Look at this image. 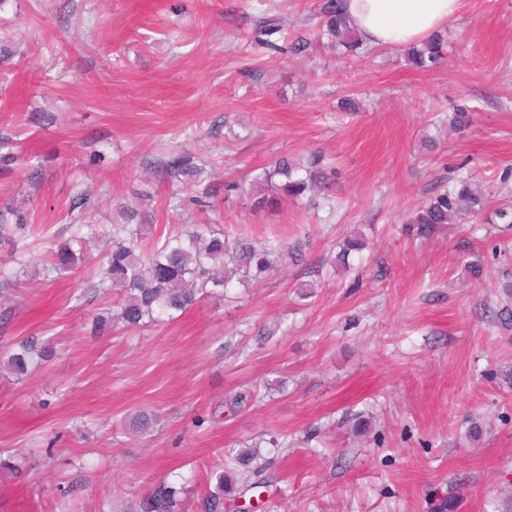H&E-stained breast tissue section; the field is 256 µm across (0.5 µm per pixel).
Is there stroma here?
<instances>
[{"instance_id": "35a3bbf8", "label": "stroma", "mask_w": 512, "mask_h": 512, "mask_svg": "<svg viewBox=\"0 0 512 512\" xmlns=\"http://www.w3.org/2000/svg\"><path fill=\"white\" fill-rule=\"evenodd\" d=\"M318 0H9L0 43L16 54L0 87V205L29 212L10 287H0V351L30 336L58 356L31 376L0 374V512H126L160 480L185 484L201 512L223 452L263 441L273 462L250 512H505L512 503V331L497 314L512 227L473 219L421 237L413 212L456 179L512 208V0H461L444 58L409 67L399 48L306 57L255 43L270 21L285 41L315 24ZM357 112H339L344 97ZM475 110L448 132L454 105ZM322 151L335 208L272 210L242 198L211 219L229 238L274 241L271 276L202 298L173 321L101 336L92 318L119 299L94 270L63 276L47 253L92 218L96 250L118 205L149 190V238L199 222L194 187L157 184L149 165L194 154L216 184L250 180L277 157ZM82 190L91 212L71 210ZM181 206H173L172 196ZM367 248L336 261L340 243ZM305 259L292 261L295 245ZM481 259L480 278L465 264ZM314 284L304 295L303 284ZM281 323L262 339L259 327ZM262 401L223 421L226 400ZM154 414L144 434L128 431ZM367 433L353 431L356 417ZM483 425L471 441L472 422Z\"/></svg>"}]
</instances>
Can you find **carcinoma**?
Segmentation results:
<instances>
[{"label": "carcinoma", "mask_w": 512, "mask_h": 512, "mask_svg": "<svg viewBox=\"0 0 512 512\" xmlns=\"http://www.w3.org/2000/svg\"><path fill=\"white\" fill-rule=\"evenodd\" d=\"M345 0H321L316 37H296L288 46L293 56H306L314 45L332 49L336 54L358 55L363 40L344 11ZM444 40L434 35L418 46L404 49L406 61L417 68L432 69L443 59ZM473 109L456 105L448 113V126L458 132L473 123ZM205 164L189 153H171L153 168L157 183L185 181L202 184ZM335 169L319 150L300 157L283 155L255 174L248 187L237 182L224 184V193L241 191L253 199L256 210L276 208L286 200L328 195ZM487 188L468 177L434 196L413 215L409 223L426 232L439 224L459 223L480 215L488 204ZM218 188L207 184L202 196L194 198L202 210H214ZM153 222L151 211L124 208L121 219L112 223V250L99 256L93 248L98 232L93 224H82L70 242L50 252L48 269L70 273L81 266H99L97 288L106 291L121 288L125 295L108 316L96 317V324L106 327L111 321L127 329H140L174 319L175 314L192 308L207 294L224 292L238 283L245 285L278 269L279 251L271 244H256L245 238L229 240L224 230L204 221L192 224L176 234L158 236L153 246H141L147 225ZM27 212L6 205L0 209V246L7 247V257L0 259V281L9 284L8 268L18 246V236L29 233ZM366 248L362 236L346 239L337 261L346 264L351 252ZM56 356L49 341L36 337L21 340L15 347L0 353V363L16 378L28 377ZM271 461L253 449L224 458V470L216 475L214 489L201 501L204 512H224V506L248 491L271 482L268 470ZM184 486L161 481L131 512H183Z\"/></svg>", "instance_id": "cac0c4a2"}]
</instances>
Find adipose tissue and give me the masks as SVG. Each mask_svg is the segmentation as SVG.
Wrapping results in <instances>:
<instances>
[{"label":"adipose tissue","mask_w":512,"mask_h":512,"mask_svg":"<svg viewBox=\"0 0 512 512\" xmlns=\"http://www.w3.org/2000/svg\"><path fill=\"white\" fill-rule=\"evenodd\" d=\"M460 0H348L350 18L366 44L396 47L425 39L448 23Z\"/></svg>","instance_id":"obj_1"}]
</instances>
